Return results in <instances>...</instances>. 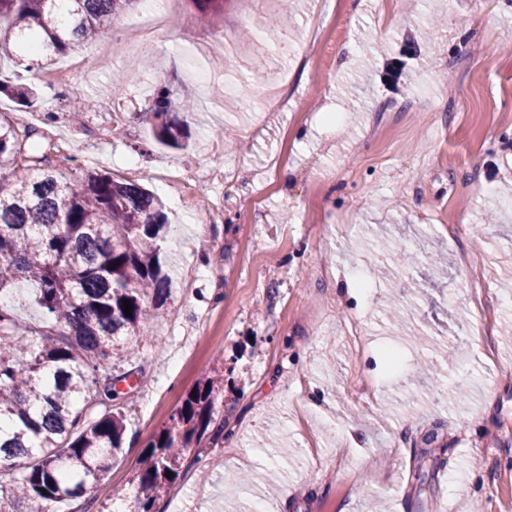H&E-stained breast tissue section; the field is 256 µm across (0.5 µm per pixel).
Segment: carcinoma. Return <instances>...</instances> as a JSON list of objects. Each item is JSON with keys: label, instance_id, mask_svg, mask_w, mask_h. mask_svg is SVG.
<instances>
[{"label": "carcinoma", "instance_id": "obj_1", "mask_svg": "<svg viewBox=\"0 0 512 512\" xmlns=\"http://www.w3.org/2000/svg\"><path fill=\"white\" fill-rule=\"evenodd\" d=\"M141 0H0V54L17 50L54 61L107 37L113 21ZM0 93L30 104L31 86L0 82ZM169 92L153 96L157 142L183 148L184 122ZM37 129L0 115V469L13 507L54 512L90 492L123 444L125 364L147 324L171 296L164 255L169 220L163 202L132 180L88 173L59 178ZM29 289L44 326L19 333L15 290ZM132 306L131 315L122 309ZM224 377H206L186 395L172 423L147 444L132 480L134 512H156L180 476L184 453L216 419ZM173 476H166L167 472Z\"/></svg>", "mask_w": 512, "mask_h": 512}]
</instances>
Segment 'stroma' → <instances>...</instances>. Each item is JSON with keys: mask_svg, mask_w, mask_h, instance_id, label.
<instances>
[{"mask_svg": "<svg viewBox=\"0 0 512 512\" xmlns=\"http://www.w3.org/2000/svg\"><path fill=\"white\" fill-rule=\"evenodd\" d=\"M248 13L272 21L244 39ZM283 35L309 65L275 53ZM98 51L48 68L0 58V80L41 90L27 107L1 96L0 113H34L76 148L56 162L64 178L132 179L172 226V296L130 362L142 384L122 448L57 512H130L146 444L219 369L228 440L186 451L157 512H512V0H326L322 14L224 0L205 15L177 0L146 51L106 67ZM284 78L288 112L265 102ZM228 83L250 91L225 96ZM161 88L197 104L187 151L151 136ZM219 160L224 181L207 180ZM420 242L447 256L445 279ZM466 254L489 273L481 309L462 294ZM380 267L410 289L406 324ZM425 359L436 383L419 381Z\"/></svg>", "mask_w": 512, "mask_h": 512, "instance_id": "obj_1", "label": "stroma"}]
</instances>
